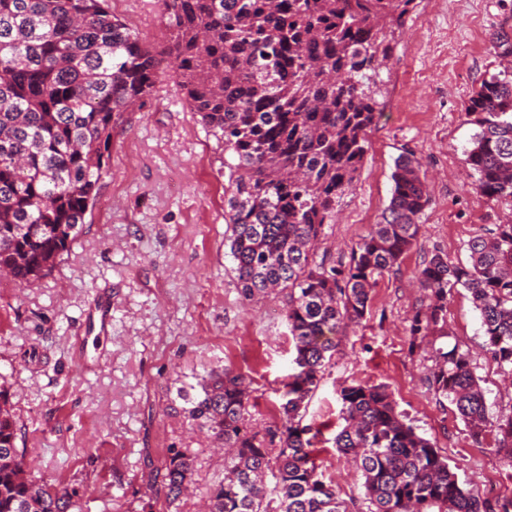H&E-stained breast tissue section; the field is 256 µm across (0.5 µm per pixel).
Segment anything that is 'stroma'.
Wrapping results in <instances>:
<instances>
[{"mask_svg":"<svg viewBox=\"0 0 512 512\" xmlns=\"http://www.w3.org/2000/svg\"><path fill=\"white\" fill-rule=\"evenodd\" d=\"M114 15L152 43L165 30L159 0H111ZM512 33V0H417L392 37L381 72V114L368 136L353 188L336 206L315 252L348 261L391 193L395 159H418L430 195L416 245L371 293L362 324L342 337L304 417L316 430L317 463L343 499L362 500L355 467L333 443L342 426L338 392L354 382L385 384L399 411L432 440L460 482L498 485L507 467L493 443L474 445L451 404L427 377L429 345L412 349L410 319L429 303L417 274L434 252L467 262L468 241L512 222V201L481 196L464 159L477 127L466 112L483 78L507 61L490 37ZM115 130L95 206L70 250L34 286L0 279V381L16 421L29 475L78 493L82 512H200L224 477V455L189 419L184 399L208 372L230 367L251 391L259 430L282 424V383L293 350L281 295L244 300L224 246V152L163 75L140 110ZM112 296L107 331L87 328L98 293ZM440 345L470 353L496 421L512 402V378L482 351L478 311L461 289L448 295ZM191 456L194 482L174 504L158 497L170 450Z\"/></svg>","mask_w":512,"mask_h":512,"instance_id":"stroma-1","label":"stroma"}]
</instances>
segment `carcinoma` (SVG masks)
I'll list each match as a JSON object with an SVG mask.
<instances>
[{
  "label": "carcinoma",
  "instance_id": "obj_1",
  "mask_svg": "<svg viewBox=\"0 0 512 512\" xmlns=\"http://www.w3.org/2000/svg\"><path fill=\"white\" fill-rule=\"evenodd\" d=\"M166 40L143 41L109 0H0V270L20 283L48 276L85 223L106 175L104 155L123 113L151 96L165 70L205 129L224 143V240L240 295L285 293L295 356L283 383L282 428L247 418L242 375L213 370L194 386L188 416L224 447V479L207 512H353L317 472L315 436L302 424L339 346L362 323L378 279L417 240L430 203L419 161L400 154L381 220L348 262L318 261L315 246L357 177L380 115L384 29L415 0H160ZM493 47L512 57L505 31ZM479 130L465 163L475 189L512 199V67L482 80L467 106ZM467 264L435 253L418 273L431 296L410 320L412 345L446 337L448 289L479 311L483 350L512 375V222L467 244ZM427 377L456 409L472 442L489 430L469 353L436 350ZM337 450L362 478L368 512H495L459 482L430 439L396 410L388 386L341 388ZM512 467V405L494 427ZM8 390L0 387V512H79L75 492L26 476ZM160 490H188L193 460L170 450Z\"/></svg>",
  "mask_w": 512,
  "mask_h": 512
}]
</instances>
